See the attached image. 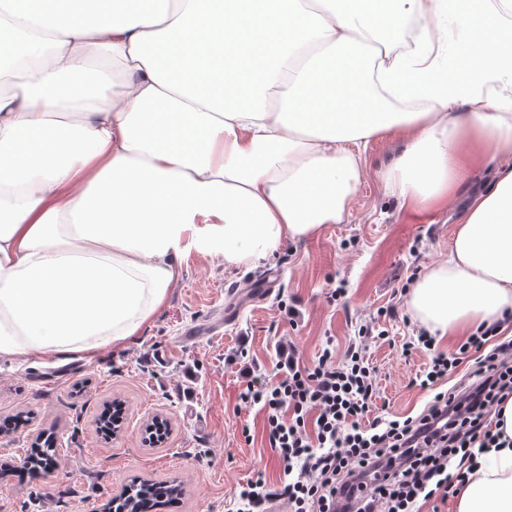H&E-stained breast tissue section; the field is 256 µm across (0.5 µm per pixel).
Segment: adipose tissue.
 Instances as JSON below:
<instances>
[{"label": "adipose tissue", "mask_w": 512, "mask_h": 512, "mask_svg": "<svg viewBox=\"0 0 512 512\" xmlns=\"http://www.w3.org/2000/svg\"><path fill=\"white\" fill-rule=\"evenodd\" d=\"M108 23L0 29L40 57L0 96V359L95 361L141 335L189 251L228 269L346 219L362 144L399 132L380 178L406 208H442L476 167L493 177L448 258L407 295L433 335L512 312V0H66ZM276 27L278 63L244 78L224 43L232 97L195 86L203 33ZM128 74L94 77L99 50ZM500 447L481 455L456 512H512V398Z\"/></svg>", "instance_id": "adipose-tissue-1"}]
</instances>
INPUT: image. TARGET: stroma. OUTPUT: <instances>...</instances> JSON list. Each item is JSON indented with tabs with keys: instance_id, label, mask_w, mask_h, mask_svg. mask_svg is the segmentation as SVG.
<instances>
[{
	"instance_id": "stroma-1",
	"label": "stroma",
	"mask_w": 512,
	"mask_h": 512,
	"mask_svg": "<svg viewBox=\"0 0 512 512\" xmlns=\"http://www.w3.org/2000/svg\"><path fill=\"white\" fill-rule=\"evenodd\" d=\"M404 140L389 134L363 146V178L344 223L317 238L285 242L248 269L226 270L221 258L189 252L169 301L142 336L104 351L39 362L0 361V419L19 416L0 434V512H103L135 479H178L180 500L155 512H228L241 485L282 471L264 417L239 399L256 375H274L289 357L314 361L326 337L339 348L366 328L378 371L373 416L420 413L433 397L416 385L427 358L403 356L401 345L421 328L407 308V288L427 267L448 257L457 222L486 187L489 168H475L446 208L402 209L379 172ZM346 294L329 301L334 288ZM125 404L119 433L97 423L105 404ZM166 419L163 442L148 441L153 417ZM54 441L58 470L49 477L19 469L35 439Z\"/></svg>"
}]
</instances>
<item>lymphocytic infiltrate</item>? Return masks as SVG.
<instances>
[{
    "instance_id": "obj_1",
    "label": "lymphocytic infiltrate",
    "mask_w": 512,
    "mask_h": 512,
    "mask_svg": "<svg viewBox=\"0 0 512 512\" xmlns=\"http://www.w3.org/2000/svg\"><path fill=\"white\" fill-rule=\"evenodd\" d=\"M497 336V325H489L452 353L426 332L409 337L402 352L427 354L419 385L434 392L414 417H371L377 371L361 340L340 352L326 337L312 365L292 361L278 380H251L241 398L264 412L283 480L247 481L235 512H275L282 500L289 512H415L419 499L460 490L497 439L492 412L512 397V340ZM475 353L480 360L468 378L439 390Z\"/></svg>"
}]
</instances>
